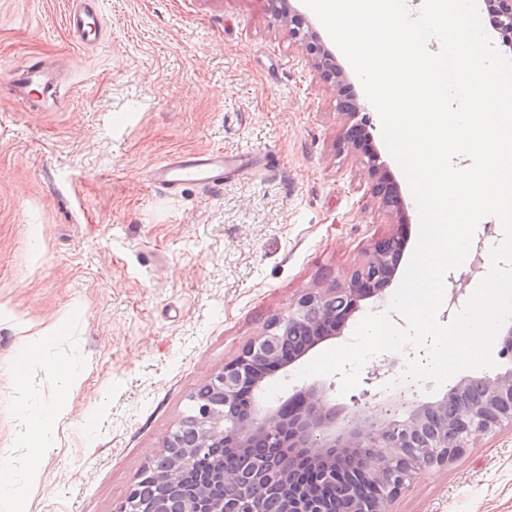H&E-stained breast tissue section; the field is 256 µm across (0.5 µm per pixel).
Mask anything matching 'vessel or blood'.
<instances>
[{"mask_svg": "<svg viewBox=\"0 0 512 512\" xmlns=\"http://www.w3.org/2000/svg\"><path fill=\"white\" fill-rule=\"evenodd\" d=\"M65 25L73 40L82 46L96 43L101 37L98 0H67ZM15 98L23 102L57 99L61 84L55 70L42 58H30L8 78ZM149 178L165 189L176 192L189 185L218 186L224 182V152L178 155L156 165Z\"/></svg>", "mask_w": 512, "mask_h": 512, "instance_id": "b4317fda", "label": "vessel or blood"}]
</instances>
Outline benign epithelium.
I'll return each mask as SVG.
<instances>
[{"label":"benign epithelium","mask_w":512,"mask_h":512,"mask_svg":"<svg viewBox=\"0 0 512 512\" xmlns=\"http://www.w3.org/2000/svg\"><path fill=\"white\" fill-rule=\"evenodd\" d=\"M483 2L501 45L512 50V0ZM268 5L279 23L293 12L290 0ZM290 33L320 78L346 80L316 30L297 21ZM361 163L381 207L406 215L399 185L379 150L361 152ZM407 243L408 237L396 233L376 244L344 282L300 296L287 315L272 320L263 335L211 375L194 397L193 414L180 420L158 453L168 460L154 475L159 496L142 500L140 485L131 490L130 497L141 500L139 512H267L272 499L280 512H389V502L418 474L447 464L470 440L512 427V325L503 339L507 367L492 377L463 379L436 401L420 400L412 388L387 395V377L399 359L386 357L364 379L363 402L344 421L329 402L333 383L311 384L277 405L262 400L272 367L291 366L342 335L363 310L361 302L383 297ZM218 446L241 455V464L230 470L223 459H214L195 495L183 496L182 479L196 456ZM354 468L382 488L380 495L372 497L347 479Z\"/></svg>","instance_id":"7a95c632"}]
</instances>
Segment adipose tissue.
Segmentation results:
<instances>
[{
  "instance_id": "adipose-tissue-1",
  "label": "adipose tissue",
  "mask_w": 512,
  "mask_h": 512,
  "mask_svg": "<svg viewBox=\"0 0 512 512\" xmlns=\"http://www.w3.org/2000/svg\"><path fill=\"white\" fill-rule=\"evenodd\" d=\"M58 393L52 403L38 407L18 406L19 443L33 461L47 457L51 451L49 434L61 417L64 403L80 385L75 365L64 364L56 369Z\"/></svg>"
}]
</instances>
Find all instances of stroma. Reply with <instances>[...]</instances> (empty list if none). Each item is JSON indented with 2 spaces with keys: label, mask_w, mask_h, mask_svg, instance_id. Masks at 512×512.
<instances>
[{
  "label": "stroma",
  "mask_w": 512,
  "mask_h": 512,
  "mask_svg": "<svg viewBox=\"0 0 512 512\" xmlns=\"http://www.w3.org/2000/svg\"><path fill=\"white\" fill-rule=\"evenodd\" d=\"M63 12L64 0H0V448L39 477L24 512H115L212 374L403 228L338 151V88L267 0H101L94 48L72 42ZM34 55L65 82L55 108L9 90ZM218 148L246 159L223 185L171 194L148 179L169 157ZM503 236L478 225L446 288L469 299ZM49 330L19 390L5 367ZM69 361L81 386L53 453L29 461L16 409L52 401ZM389 510L512 512V428L472 439Z\"/></svg>",
  "instance_id": "obj_1"
}]
</instances>
